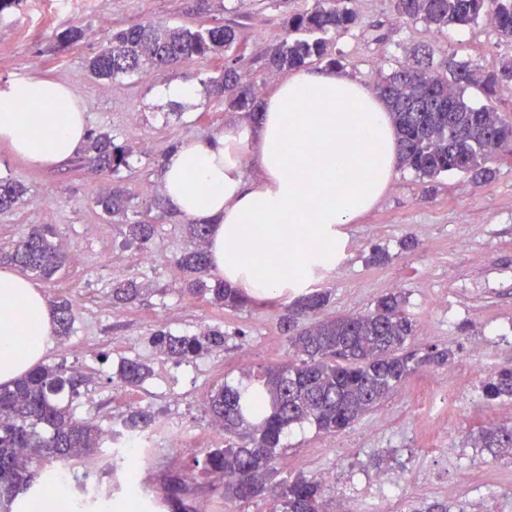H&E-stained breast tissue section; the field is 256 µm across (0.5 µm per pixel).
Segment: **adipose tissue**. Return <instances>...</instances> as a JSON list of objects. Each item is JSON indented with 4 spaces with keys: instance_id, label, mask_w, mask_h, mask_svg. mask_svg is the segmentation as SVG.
<instances>
[{
    "instance_id": "adipose-tissue-1",
    "label": "adipose tissue",
    "mask_w": 512,
    "mask_h": 512,
    "mask_svg": "<svg viewBox=\"0 0 512 512\" xmlns=\"http://www.w3.org/2000/svg\"><path fill=\"white\" fill-rule=\"evenodd\" d=\"M86 140V113L69 86L38 76L0 84V144L15 155L60 166ZM396 168L386 105L339 72L304 69L279 79L259 122L182 143L164 160L161 183L177 214L209 225L212 273L264 301L335 269L344 226L376 205ZM52 334L37 285L1 269L0 384L30 371Z\"/></svg>"
}]
</instances>
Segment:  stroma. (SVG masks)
<instances>
[{"instance_id": "1", "label": "stroma", "mask_w": 512, "mask_h": 512, "mask_svg": "<svg viewBox=\"0 0 512 512\" xmlns=\"http://www.w3.org/2000/svg\"><path fill=\"white\" fill-rule=\"evenodd\" d=\"M313 0H290L281 10L273 0H14L0 10V83L44 74L72 87L92 130L110 132L132 150L122 187L140 220L155 224L147 248L126 243L122 227L106 219L95 204L107 177L71 161L54 168L35 167L0 145V175L25 184L28 196L0 212V248H9L35 224H49L69 253V263L53 280H38L46 302L67 298L73 305L70 336L52 337L43 363L65 366L81 378L73 415L109 431L120 428L135 409L151 410L155 426L177 432L181 444L164 448L141 474L157 492L181 479L190 512L208 504L211 512H274L273 498L248 502L224 499L221 474L193 468L217 442L206 394L217 385L243 382L246 375L293 360L279 325L292 294L244 308L227 309L183 293L185 273L177 260L187 239L176 213L150 209L160 191L157 159L183 141L238 124L242 113L228 112L222 100L203 94L196 111L178 114L163 100L161 86L199 82L224 67L220 59L149 70L138 77L104 82L90 76L86 61L112 31L135 22L192 26L199 21L233 22L243 43L244 71L256 73L267 49L285 33L286 12L310 8ZM359 26L338 38L341 71L372 84L376 71H391L417 44H428L435 63L448 55L484 70H495L512 52L492 27L479 22L437 32L423 22L396 14L391 0H357ZM77 26L80 42L61 48L56 34ZM495 181L477 184L449 173L426 186L407 168H397L386 194L344 229L346 246L335 269L313 286L328 292L330 315L362 314L375 300L402 292L415 320L414 345L452 351L448 365L429 366L413 375L394 395L345 430L329 435L312 424L292 426L276 457L280 476L338 473L325 483L329 501L345 498L352 512H379L378 499L366 498L364 482L384 475L394 512H412L422 499L448 501L458 512H502L512 504V459L478 454L488 464L476 483L453 491L446 451L462 447L471 433L501 424L500 406L484 400L481 386L491 372L512 365V153L496 152ZM50 198L44 208L41 198ZM414 247H405L406 239ZM387 251L383 264L369 260L373 248ZM137 278L154 290L135 303L116 307L112 286ZM223 327L227 341L206 357L175 364L149 343L166 328L191 335ZM485 339L481 354L473 340ZM147 362L152 375L140 387L122 385V360ZM427 466L435 483L418 496L410 480L416 466Z\"/></svg>"}]
</instances>
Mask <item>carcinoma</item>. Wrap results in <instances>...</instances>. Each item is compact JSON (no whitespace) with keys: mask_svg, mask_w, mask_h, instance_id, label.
<instances>
[{"mask_svg":"<svg viewBox=\"0 0 512 512\" xmlns=\"http://www.w3.org/2000/svg\"><path fill=\"white\" fill-rule=\"evenodd\" d=\"M352 0H315L312 8L287 16L286 34L271 45L262 71L279 72L317 63L339 64L334 38L355 28L358 18ZM399 15L441 31L488 19L498 36L512 45V0H393ZM224 58V70L208 81L209 92L224 99V109L243 112L256 121L262 112L260 86L241 72L238 31L231 24L196 27L137 22L116 30L98 53L87 59L90 74L120 80L146 69L196 59ZM512 83V54L504 55L494 71L448 58L434 64L433 53L422 46L389 73L378 76L375 89L386 103L397 135L398 164L432 182L449 172L489 182L496 171L488 167L499 150L512 151V119L499 113L493 99L500 85ZM470 88L480 89L487 104L472 107L465 100ZM94 172L122 180L130 168L131 150L107 132L92 131L87 145ZM28 188L0 177V211L15 207ZM111 218L134 209L132 198L115 186L97 199ZM125 239L141 245L152 240L154 225L123 222ZM186 230L194 248L179 264L188 275L185 291L219 306L239 308L246 301L238 289L208 277L206 224L190 223ZM0 261L13 264L40 279H49L66 261L56 231L35 225ZM149 292L145 284L128 279L112 287V304L131 303ZM329 304L325 291L302 294L289 303L281 324L289 344L301 358L264 369L236 385H220L208 397L215 424L224 429V446L210 449L205 468L224 475V499L249 501L269 495L280 512H327L322 480L297 475L274 481L271 461L288 428L309 422L324 434H334L375 409L425 365H443L451 352L436 347L423 355L410 347L414 320L405 310V298L392 292L376 299L364 315L323 317ZM58 336H68L74 323L72 303L53 304ZM152 346L177 363L193 361L224 347L219 327L200 334L177 336L158 330ZM151 375L149 364L127 360L118 378L136 387ZM79 380L61 365H39L10 384L0 385V512H13L19 495H38L48 486L34 464L80 457L97 447L103 431L74 419L70 398ZM483 397L512 400V365L495 369L482 384ZM154 418L135 410L122 426L144 431ZM473 448H497L512 458V424L480 429L471 436Z\"/></svg>","mask_w":512,"mask_h":512,"instance_id":"obj_1","label":"carcinoma"}]
</instances>
